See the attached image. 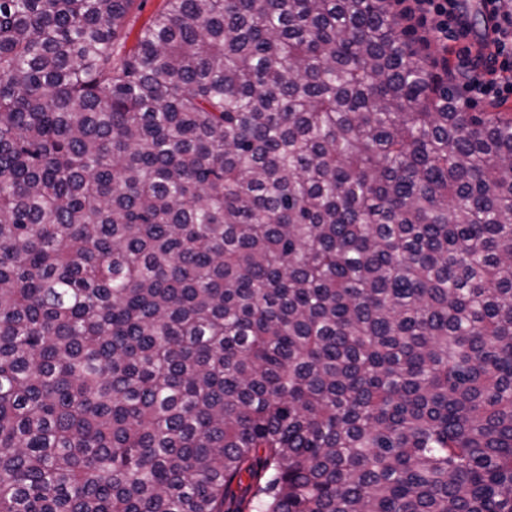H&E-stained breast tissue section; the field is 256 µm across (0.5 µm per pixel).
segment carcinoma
Instances as JSON below:
<instances>
[{"instance_id":"cac0c4a2","label":"carcinoma","mask_w":512,"mask_h":512,"mask_svg":"<svg viewBox=\"0 0 512 512\" xmlns=\"http://www.w3.org/2000/svg\"><path fill=\"white\" fill-rule=\"evenodd\" d=\"M134 2L0 0V512H512V113L383 0ZM162 0H136L130 14V22L134 23L125 48L129 49L134 44L135 34L139 27L154 16L162 7Z\"/></svg>"}]
</instances>
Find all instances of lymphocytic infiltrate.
I'll return each instance as SVG.
<instances>
[{
  "label": "lymphocytic infiltrate",
  "instance_id": "1",
  "mask_svg": "<svg viewBox=\"0 0 512 512\" xmlns=\"http://www.w3.org/2000/svg\"><path fill=\"white\" fill-rule=\"evenodd\" d=\"M391 12L419 43L440 56L447 67L449 45L457 47V66L468 78L472 98L504 102L512 98V8L507 0H483L488 42L472 49L466 44L469 24L459 0H387Z\"/></svg>",
  "mask_w": 512,
  "mask_h": 512
}]
</instances>
